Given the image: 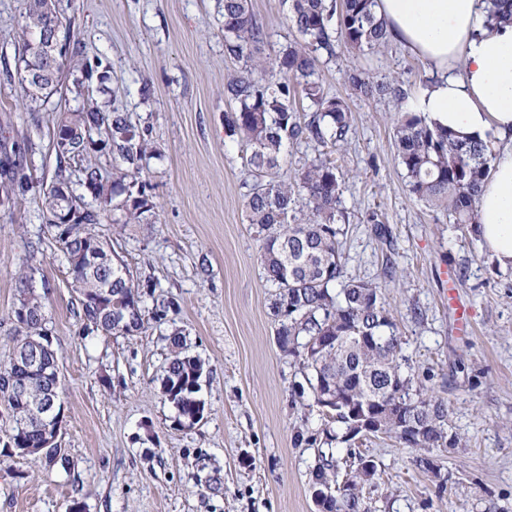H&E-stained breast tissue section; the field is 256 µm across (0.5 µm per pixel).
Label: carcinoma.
Masks as SVG:
<instances>
[{
	"instance_id": "obj_1",
	"label": "carcinoma",
	"mask_w": 512,
	"mask_h": 512,
	"mask_svg": "<svg viewBox=\"0 0 512 512\" xmlns=\"http://www.w3.org/2000/svg\"><path fill=\"white\" fill-rule=\"evenodd\" d=\"M487 28L512 22V0H490ZM376 0H289L288 23L298 40L281 48L274 61L262 56L266 34L250 9V0H221L224 18V53L243 59L247 66L224 86V96L234 104L225 115L231 132L245 143L251 186L244 204L248 223L263 235L261 260L267 281L275 288L272 309L280 327L281 348L298 361L305 373L314 403L333 391L344 400L339 411L323 412L321 447L316 449L311 472L313 486L336 488L329 512H375L363 497V488L378 475L376 462L350 447V432L364 414H384L368 435L385 436L409 448L430 452L453 448L448 436L447 404L414 385L403 374L406 357L383 287L373 280L346 279L339 236L344 234L341 197L344 174L332 154L349 139L353 115L348 102L329 95L321 79L322 59L336 57L343 47L356 55L379 51L390 41L384 19L378 17ZM21 45L16 65L54 68L63 73L77 68L85 81H76L71 92L80 97L93 79H106L100 57L84 54L81 40L64 26L65 53L31 54L33 37L62 20L57 0H21ZM350 95L370 99L399 96L402 90L380 81L365 70L346 73ZM308 102L310 115L303 119L295 107L296 94ZM313 141L326 151L306 161L291 181L279 179L288 144ZM396 159L406 185L416 199L448 211L455 224L480 235L476 201L489 177L492 158L478 140L432 125L419 112H401L395 123ZM149 130L131 122L127 113L109 111L97 102L64 112L53 132L57 170L44 193L45 223H54L56 212L76 208L66 224L48 228L66 257L74 287L79 293L84 330L89 333L134 336L150 320L160 322L177 307L163 299L148 310L143 297L155 294L152 276H135L114 257L108 243L93 232L105 219L114 224H142L154 209L152 185L142 178L143 161L151 155ZM112 154L115 176L107 185L93 163L95 153ZM82 173L77 194L67 169ZM29 182L20 160L6 154L0 160V212L10 213ZM96 246L108 256L106 265L89 264L83 246ZM17 295L44 309V296L33 289V272L20 270ZM171 357L162 380V392L174 405L181 425L193 426L204 417L205 404L198 397L204 372L201 361L185 350L181 332L170 336ZM9 370L31 385L36 399L49 378L11 364ZM7 403L18 423L28 407L14 402L0 387V402ZM412 421L423 438H407L404 425ZM347 444L341 449L339 445ZM11 455L30 457L49 468L66 467L58 449L46 448L44 430L33 425L20 437H10Z\"/></svg>"
}]
</instances>
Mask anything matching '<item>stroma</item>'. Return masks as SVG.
<instances>
[{
  "mask_svg": "<svg viewBox=\"0 0 512 512\" xmlns=\"http://www.w3.org/2000/svg\"><path fill=\"white\" fill-rule=\"evenodd\" d=\"M267 56L294 41L283 0H251ZM88 56L109 67L91 96L148 127L159 154L143 174L154 186L152 228L97 230L131 273L151 274L178 304L135 336L85 334L68 263L43 216L56 170L52 135L60 106L27 108L18 79L0 72V144L25 148L30 191L0 213V366L17 344L16 274L36 269L46 327L58 354L70 471L22 457L0 461V512H317L310 489L312 435L322 416L292 357L278 343L261 238L245 221L246 147L224 125L228 77L243 70L224 53L218 0H59ZM358 65L399 80L406 97L349 98L344 72ZM329 94L348 97L353 129L336 152L345 175L342 250L347 277L374 280L398 325L407 372L448 405L456 447L433 451L440 477L417 451L369 438L362 453L380 476L365 488L376 512H512V268L480 238L406 187L395 159L397 113L412 110L429 67L399 43L321 66ZM385 238L374 233L375 223ZM471 330L457 329L456 309ZM180 328L204 365V418L181 426L161 391L168 336Z\"/></svg>",
  "mask_w": 512,
  "mask_h": 512,
  "instance_id": "1",
  "label": "stroma"
}]
</instances>
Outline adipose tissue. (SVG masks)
Masks as SVG:
<instances>
[{"instance_id":"1","label":"adipose tissue","mask_w":512,"mask_h":512,"mask_svg":"<svg viewBox=\"0 0 512 512\" xmlns=\"http://www.w3.org/2000/svg\"><path fill=\"white\" fill-rule=\"evenodd\" d=\"M376 11L394 41L431 65L416 111L489 145L481 239L501 268H512V26L488 29L485 0H378Z\"/></svg>"}]
</instances>
